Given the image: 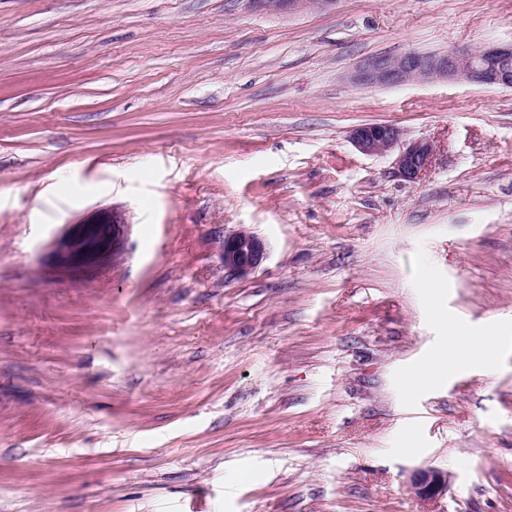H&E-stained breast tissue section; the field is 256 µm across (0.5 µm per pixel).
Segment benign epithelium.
<instances>
[{
	"mask_svg": "<svg viewBox=\"0 0 512 512\" xmlns=\"http://www.w3.org/2000/svg\"><path fill=\"white\" fill-rule=\"evenodd\" d=\"M262 12H294L307 7V0H247ZM352 79L365 86H399L437 80L512 89V44L478 47L467 52L426 54L409 51L395 57H373L355 70ZM355 147L367 155L396 153L395 172L409 182L421 179L431 166L435 152L429 140L403 142V133L389 123H366L352 132ZM124 224L116 217L79 224L62 241L66 257L86 264L112 251L119 253ZM264 243L253 234L239 230L224 237V271L238 277L253 273L265 259ZM414 495L433 501L448 489V475L434 469L417 471L411 478Z\"/></svg>",
	"mask_w": 512,
	"mask_h": 512,
	"instance_id": "7a95c632",
	"label": "benign epithelium"
}]
</instances>
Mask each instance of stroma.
I'll use <instances>...</instances> for the list:
<instances>
[{"instance_id":"35a3bbf8","label":"stroma","mask_w":512,"mask_h":512,"mask_svg":"<svg viewBox=\"0 0 512 512\" xmlns=\"http://www.w3.org/2000/svg\"><path fill=\"white\" fill-rule=\"evenodd\" d=\"M511 42L512 0H0V512H512V90L350 80ZM452 329L490 365L407 391ZM253 9L262 12H294L306 8L307 0H247ZM355 147L367 155H384L396 151L393 161L395 172L404 180L416 182L431 166L435 152L429 140L403 143V133L389 123H366L352 132ZM75 225L76 231L69 233L61 243L70 261L86 264L109 251L111 244L112 258L119 253L125 224L116 217H105L93 223ZM265 255L264 243L245 230H239L224 238V270L230 275H250L263 262ZM411 488L421 501H433L448 489V476L434 469L419 470L411 478Z\"/></svg>"}]
</instances>
